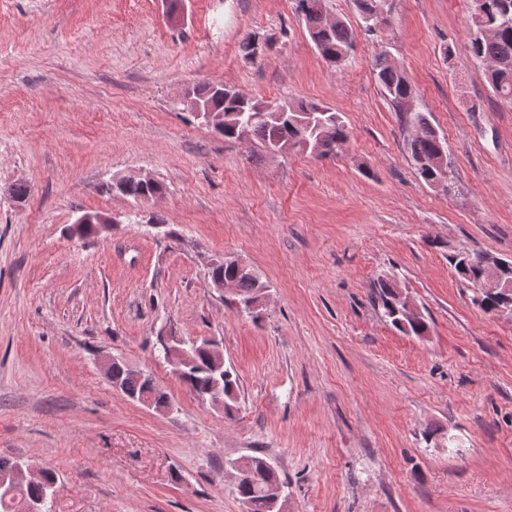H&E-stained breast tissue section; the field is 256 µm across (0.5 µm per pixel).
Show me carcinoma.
I'll return each instance as SVG.
<instances>
[{
	"label": "carcinoma",
	"mask_w": 512,
	"mask_h": 512,
	"mask_svg": "<svg viewBox=\"0 0 512 512\" xmlns=\"http://www.w3.org/2000/svg\"><path fill=\"white\" fill-rule=\"evenodd\" d=\"M297 13L302 17L309 38L321 57L336 67L345 65L354 50L356 38L347 22L328 15L326 0H294ZM388 0H355L363 29L373 33L389 23ZM468 48L472 57L485 68V77L494 92L503 100L512 102V0H472L468 33ZM372 71L385 97L399 112L401 121L410 131L405 149L421 180L443 192L452 188V162L439 161L448 154L443 136L430 120V113L413 104L411 85L404 71L385 52L374 55ZM187 103L191 110L211 112L221 118L222 128L216 132L227 140L237 139L240 130L247 133V141L256 144L265 153L278 151L282 155L309 154L317 158L335 157L349 140L348 128L339 112L315 101H288V111L276 112L274 101L240 98L237 91L224 84L196 86L190 91ZM255 119L245 128L240 120L247 115ZM118 191L135 201H149L163 192L158 182L146 184L133 175L120 178ZM483 252L469 249L455 250L448 254V263L460 279L470 288L471 302L488 314L500 310L512 311V289L504 293H485L481 284L485 270L481 264ZM210 276L222 277L231 288L233 302L240 312L246 311L244 303L255 300L268 289L257 272L248 263L238 264L235 257L216 262ZM372 307L396 331L422 339L427 336L428 317L418 312L412 317L402 311V300L408 295L396 282L384 275L373 280L368 294ZM196 365L180 379L193 392L206 396L214 385L224 390V415L232 417L237 410L240 379L231 365L224 367V376L213 372V355L196 347L192 352ZM112 380L122 393L138 400L148 391L147 380L137 371L120 361L112 362ZM247 479L237 486L239 498L246 512H280L283 502H274L266 494L272 482L281 483L272 463L259 456H247ZM55 481L51 471L43 479L24 486L25 497L36 503L39 512H49L50 490L47 485Z\"/></svg>",
	"instance_id": "cac0c4a2"
}]
</instances>
